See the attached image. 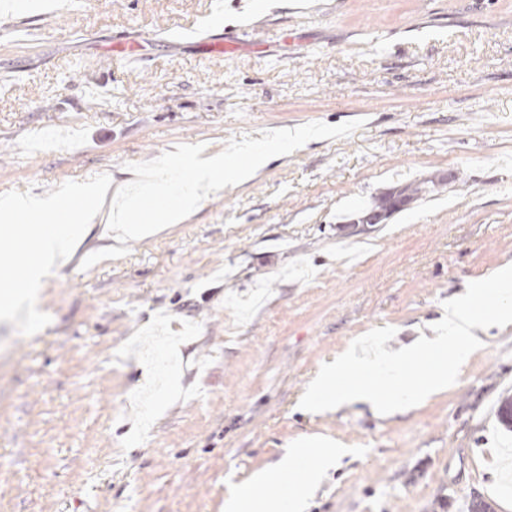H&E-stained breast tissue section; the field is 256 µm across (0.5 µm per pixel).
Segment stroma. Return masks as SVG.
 Here are the masks:
<instances>
[{
	"instance_id": "obj_1",
	"label": "stroma",
	"mask_w": 512,
	"mask_h": 512,
	"mask_svg": "<svg viewBox=\"0 0 512 512\" xmlns=\"http://www.w3.org/2000/svg\"><path fill=\"white\" fill-rule=\"evenodd\" d=\"M11 0L0 37V193L135 178L183 143L363 120L269 159L182 223L112 243L93 222L45 278L31 336L0 322V512H224L229 488L293 443L346 448L305 512H512V324L405 414L299 401L322 364L512 262V0ZM267 42L246 41L254 17ZM146 41L136 57L118 44ZM380 223L362 210L407 184Z\"/></svg>"
}]
</instances>
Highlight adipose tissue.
<instances>
[{
    "instance_id": "obj_1",
    "label": "adipose tissue",
    "mask_w": 512,
    "mask_h": 512,
    "mask_svg": "<svg viewBox=\"0 0 512 512\" xmlns=\"http://www.w3.org/2000/svg\"><path fill=\"white\" fill-rule=\"evenodd\" d=\"M342 454L325 439H309L289 449L277 470L263 469L250 481L238 485L224 500V512H303L322 472ZM288 471L292 479L287 497L261 498L259 489L276 485L278 474Z\"/></svg>"
}]
</instances>
